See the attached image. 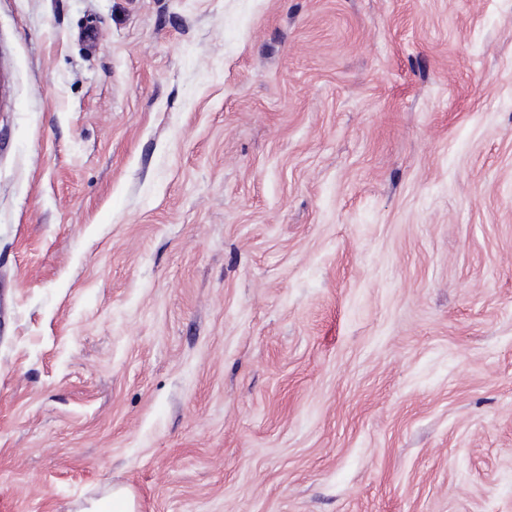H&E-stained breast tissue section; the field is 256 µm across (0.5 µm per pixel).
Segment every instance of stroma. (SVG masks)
<instances>
[{
    "label": "stroma",
    "mask_w": 512,
    "mask_h": 512,
    "mask_svg": "<svg viewBox=\"0 0 512 512\" xmlns=\"http://www.w3.org/2000/svg\"><path fill=\"white\" fill-rule=\"evenodd\" d=\"M512 512V0H0V500Z\"/></svg>",
    "instance_id": "1"
}]
</instances>
